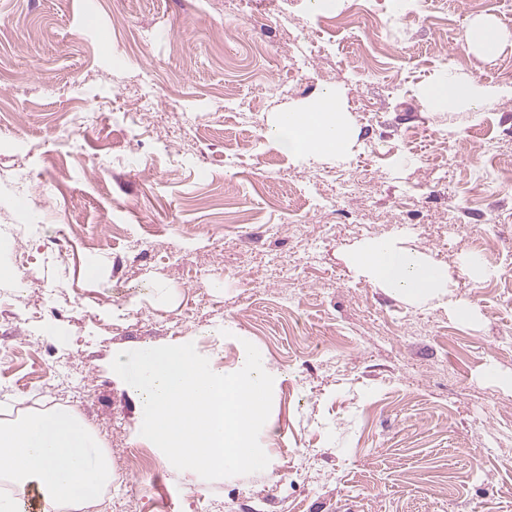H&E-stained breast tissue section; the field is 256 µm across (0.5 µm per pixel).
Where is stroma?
Segmentation results:
<instances>
[{
  "label": "stroma",
  "mask_w": 512,
  "mask_h": 512,
  "mask_svg": "<svg viewBox=\"0 0 512 512\" xmlns=\"http://www.w3.org/2000/svg\"><path fill=\"white\" fill-rule=\"evenodd\" d=\"M484 21L504 34L492 58L467 39ZM446 76L476 83L477 101L430 105L424 88ZM330 89L355 132L345 159L266 137ZM510 166L500 0L407 15L397 0H0V232L22 211L35 226L16 240L25 290L0 278V336L26 340L0 366V421L67 400L127 487L91 512H160V489L175 512H512V391L489 376L512 374V198L472 193ZM374 237L447 265V298L361 276L350 257ZM475 252L481 282L464 272ZM48 288L54 312L28 324ZM247 341L274 378L268 466L175 469L141 436L113 357L190 342L228 373ZM137 451L151 472L127 469Z\"/></svg>",
  "instance_id": "35a3bbf8"
}]
</instances>
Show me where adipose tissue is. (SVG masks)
<instances>
[{
  "instance_id": "obj_1",
  "label": "adipose tissue",
  "mask_w": 512,
  "mask_h": 512,
  "mask_svg": "<svg viewBox=\"0 0 512 512\" xmlns=\"http://www.w3.org/2000/svg\"><path fill=\"white\" fill-rule=\"evenodd\" d=\"M266 135L295 156L345 158L354 139L339 95L324 92L310 107L278 113ZM356 270L375 285L413 302L446 297L448 269L394 240L373 238L351 256ZM97 438L87 422L68 410L29 414L0 422V481L36 488L41 512H74L111 483L112 463L88 460Z\"/></svg>"
}]
</instances>
